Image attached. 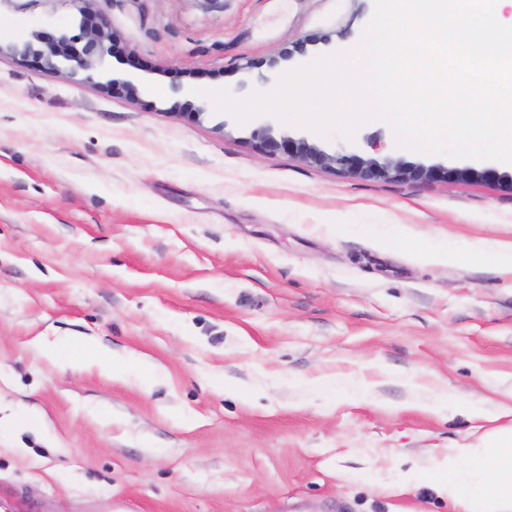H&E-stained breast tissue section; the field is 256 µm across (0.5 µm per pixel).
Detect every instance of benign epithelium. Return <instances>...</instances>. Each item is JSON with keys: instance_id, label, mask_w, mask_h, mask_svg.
I'll return each mask as SVG.
<instances>
[{"instance_id": "benign-epithelium-1", "label": "benign epithelium", "mask_w": 512, "mask_h": 512, "mask_svg": "<svg viewBox=\"0 0 512 512\" xmlns=\"http://www.w3.org/2000/svg\"><path fill=\"white\" fill-rule=\"evenodd\" d=\"M112 34L106 23L83 24L79 35L73 38L62 37L47 43L39 54L48 64L56 61L68 63L73 72L87 73V79L95 76L98 63L110 52ZM255 135L261 139L263 149L268 153L284 152L321 167H336L343 172L363 180L425 179L432 181H480L491 182L512 190V173H501L493 167L449 168L441 164L424 166L403 161L380 162L357 153L328 154L304 139L272 136L269 129L263 128Z\"/></svg>"}]
</instances>
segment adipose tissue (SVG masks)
I'll return each instance as SVG.
<instances>
[{
    "label": "adipose tissue",
    "mask_w": 512,
    "mask_h": 512,
    "mask_svg": "<svg viewBox=\"0 0 512 512\" xmlns=\"http://www.w3.org/2000/svg\"><path fill=\"white\" fill-rule=\"evenodd\" d=\"M438 491L457 512H512V432L485 439L482 449H449L437 462Z\"/></svg>",
    "instance_id": "1"
}]
</instances>
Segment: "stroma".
Masks as SVG:
<instances>
[{"mask_svg":"<svg viewBox=\"0 0 512 512\" xmlns=\"http://www.w3.org/2000/svg\"><path fill=\"white\" fill-rule=\"evenodd\" d=\"M373 11L0 0V491L30 512H452L439 457L512 426L468 416L512 391V278L468 258L512 239V191L269 154L263 126L330 154L466 165L397 147L379 121L326 140L237 124L197 94L270 90L355 48ZM84 19L113 34L91 82L35 54ZM24 42L33 54L13 52ZM367 224L412 237L383 248ZM443 245L448 262L415 257ZM75 339L103 361L51 357ZM328 375L332 400L311 388ZM442 397L453 411L428 412Z\"/></svg>","mask_w":512,"mask_h":512,"instance_id":"obj_1","label":"stroma"}]
</instances>
